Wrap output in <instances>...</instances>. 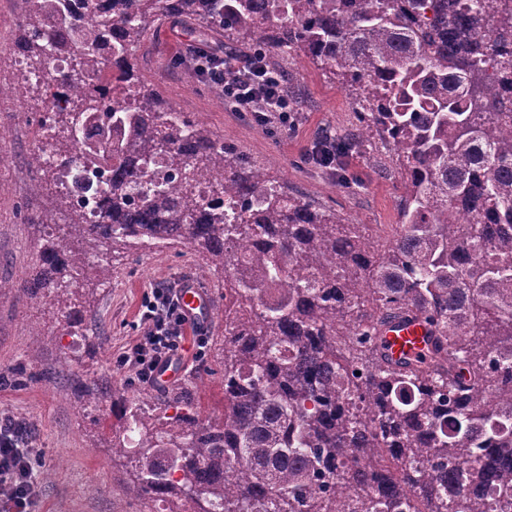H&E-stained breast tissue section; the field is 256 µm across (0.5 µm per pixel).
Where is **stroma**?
Returning a JSON list of instances; mask_svg holds the SVG:
<instances>
[{
    "mask_svg": "<svg viewBox=\"0 0 512 512\" xmlns=\"http://www.w3.org/2000/svg\"><path fill=\"white\" fill-rule=\"evenodd\" d=\"M201 21L166 17L134 51L142 82L190 120L204 122L214 137L265 168L289 192L316 207L331 209L349 222L365 225L374 237L388 238L399 222L400 179L385 148L376 163L364 151L349 153L340 185L332 170L310 163L306 155L325 134L352 129V100L341 85L307 59L275 51L266 62L285 74V87L297 113L295 131L259 124L215 96L196 69L192 49L232 53L227 38L201 32ZM17 32L13 0H0V80L14 79L12 51ZM37 99L11 101L13 124L0 134V146L13 162L0 168V282L33 278L41 264L47 223L53 222L52 196L34 170L18 173L16 159H30L37 143L26 131ZM101 257L86 256L79 288L68 312L57 292L10 293L0 297V412L24 427L23 435L40 448L37 512H135L126 487L133 468L112 451V405L141 392L161 394L160 386L142 389L128 383L114 360L139 334V310L151 288L197 283L211 293L214 311L206 324L208 345L201 361L185 362L175 392L190 397L204 412L224 410V276L205 267L193 244L161 248L115 246L112 275L99 274ZM94 389L95 403L80 396Z\"/></svg>",
    "mask_w": 512,
    "mask_h": 512,
    "instance_id": "1",
    "label": "stroma"
}]
</instances>
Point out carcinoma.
I'll list each match as a JSON object with an SVG mask.
<instances>
[{
  "mask_svg": "<svg viewBox=\"0 0 512 512\" xmlns=\"http://www.w3.org/2000/svg\"><path fill=\"white\" fill-rule=\"evenodd\" d=\"M15 2L17 53L50 91L31 165L70 220L33 285L0 295L68 292L63 271L119 242L187 240L224 270V413L137 398L113 432L141 512H512V0ZM167 15L348 89L336 155L386 145L393 237L294 196L141 84L133 51ZM72 170L105 199L92 219ZM408 313L438 344L395 368L380 327Z\"/></svg>",
  "mask_w": 512,
  "mask_h": 512,
  "instance_id": "obj_1",
  "label": "carcinoma"
}]
</instances>
